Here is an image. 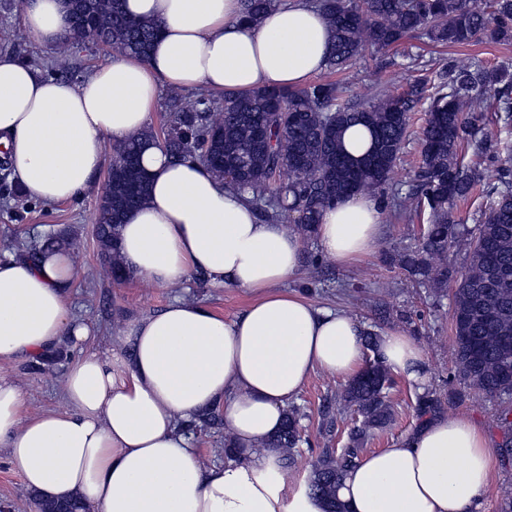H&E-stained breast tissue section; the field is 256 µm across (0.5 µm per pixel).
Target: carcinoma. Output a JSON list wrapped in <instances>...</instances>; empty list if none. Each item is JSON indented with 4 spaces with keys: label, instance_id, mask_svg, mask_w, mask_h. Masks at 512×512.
I'll return each instance as SVG.
<instances>
[{
    "label": "carcinoma",
    "instance_id": "carcinoma-1",
    "mask_svg": "<svg viewBox=\"0 0 512 512\" xmlns=\"http://www.w3.org/2000/svg\"><path fill=\"white\" fill-rule=\"evenodd\" d=\"M275 0H241V16L258 21ZM76 9L94 16L93 34L113 53L144 56L156 38L158 25L129 16L123 0H73ZM328 19L332 41L328 68L341 71L367 47L386 50L403 38L420 33L435 44L466 47L486 38L512 41V0H316ZM83 32L70 28L59 46V57L72 53ZM426 79L408 91L386 92L359 106L344 96L332 80L300 89H268L250 93H218L188 99L181 91L168 94L160 130L139 133L115 148L116 155L133 154L145 145H161L172 162L188 159L206 166L229 185L244 188L265 222H279L292 212L302 234H313L324 208L351 194L372 193L390 179L399 159L409 115L424 93ZM447 91L439 92L428 109L423 128V155L417 193L429 209L430 224L415 248L400 254L404 269L437 292L448 287V244L468 237L471 247L453 294L452 354L460 376L490 398L512 399V167L499 169L496 199L474 228L453 219L454 202L467 198L483 180L478 166L465 168L458 152L472 140L479 113H512V71L482 67L468 60L448 71ZM365 126L372 148L353 158L343 144L344 131ZM112 205L99 209L96 241L112 275L122 273L118 228L123 217L144 203L148 184L131 189L127 166H110ZM288 175V206L271 199L270 187ZM64 233L51 235L20 254L34 259L44 251H62ZM380 336L368 332L364 348L372 353L363 370L339 395L355 408L361 424L349 434V445L324 448L313 464L308 486L328 501V512H347L336 499L344 472L360 458L366 439L391 424L394 410L388 396L391 368L379 358ZM448 411V399L435 393L418 398L419 417ZM300 409L288 406L282 427L268 447L281 452L283 464H295L297 448L305 439ZM221 417L201 415L187 425L191 433L217 428Z\"/></svg>",
    "mask_w": 512,
    "mask_h": 512
}]
</instances>
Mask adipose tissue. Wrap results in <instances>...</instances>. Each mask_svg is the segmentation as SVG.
Segmentation results:
<instances>
[{"instance_id":"obj_1","label":"adipose tissue","mask_w":512,"mask_h":512,"mask_svg":"<svg viewBox=\"0 0 512 512\" xmlns=\"http://www.w3.org/2000/svg\"><path fill=\"white\" fill-rule=\"evenodd\" d=\"M135 18L158 21L147 57L115 55L75 83L39 76L0 53V147L33 198L72 200L104 162L106 144L146 129L163 89L224 92L297 88L327 65L331 30L320 11L289 0L256 23L240 0H125ZM67 0H27L23 25L56 47ZM150 194L120 226L126 273L169 287L200 276L250 294L227 319L174 299L132 322L107 353L68 365L60 408L30 416L25 396L0 376V454L26 488L77 499L84 512H327L268 440L315 372L344 380L364 365V329L344 311L314 307L282 290L304 242L287 225L258 219L247 193L195 161L173 163L149 148ZM383 232L375 201L353 195L324 209L314 238L339 263L372 252ZM75 262L46 252L38 262L0 259V362L34 359L89 331L70 307ZM379 353L425 385L420 345L401 331ZM220 411L230 458L204 464L185 426ZM493 457L484 432L458 415L437 416L347 471L338 497L347 512H476Z\"/></svg>"}]
</instances>
